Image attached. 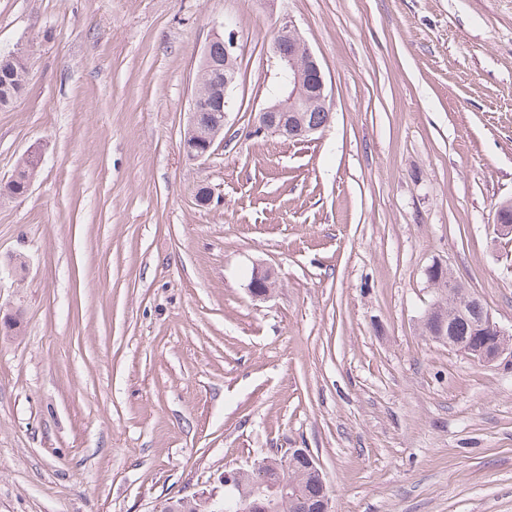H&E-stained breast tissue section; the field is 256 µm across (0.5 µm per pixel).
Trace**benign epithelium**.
<instances>
[{
    "instance_id": "7a95c632",
    "label": "benign epithelium",
    "mask_w": 512,
    "mask_h": 512,
    "mask_svg": "<svg viewBox=\"0 0 512 512\" xmlns=\"http://www.w3.org/2000/svg\"><path fill=\"white\" fill-rule=\"evenodd\" d=\"M216 41H224V60L219 61L206 46L200 61V71H224V83H215L210 96L217 100L223 112H228L235 88L237 68V41L233 35ZM272 50L275 59L274 80L268 90L269 104L264 107L253 123V133L278 137L284 141H302L325 129L308 121L309 112H331L329 94L324 70L316 55L306 46L292 21L278 27ZM207 97L193 94L189 103V120L182 146L192 160H206L224 143V124L216 125L205 136L200 135V112L206 106ZM496 231L503 236L512 235V203L501 205L497 212ZM272 288L267 272H256L251 283V294L264 298ZM473 328L480 334L491 330L481 347H474L469 341L456 336H442L439 341L448 348L469 358L493 364L506 357L512 359V331L500 327L487 309H482L474 318ZM293 453L306 457L309 468L315 476L316 497L311 512H333L332 500L314 455L306 448H295Z\"/></svg>"
}]
</instances>
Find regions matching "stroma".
Masks as SVG:
<instances>
[{
	"instance_id": "stroma-1",
	"label": "stroma",
	"mask_w": 512,
	"mask_h": 512,
	"mask_svg": "<svg viewBox=\"0 0 512 512\" xmlns=\"http://www.w3.org/2000/svg\"><path fill=\"white\" fill-rule=\"evenodd\" d=\"M292 20L332 91L256 137ZM224 144L183 152L214 22ZM0 512H155L307 448L335 512H512V363L423 331L440 264L512 327V0H0ZM275 287L253 299L256 269ZM26 63L21 55H0V108H7L23 91ZM40 158L35 156L21 157L17 163L15 173H17L16 180H11L0 183V195H8L19 197L23 194V180L28 177H34L37 174Z\"/></svg>"
}]
</instances>
